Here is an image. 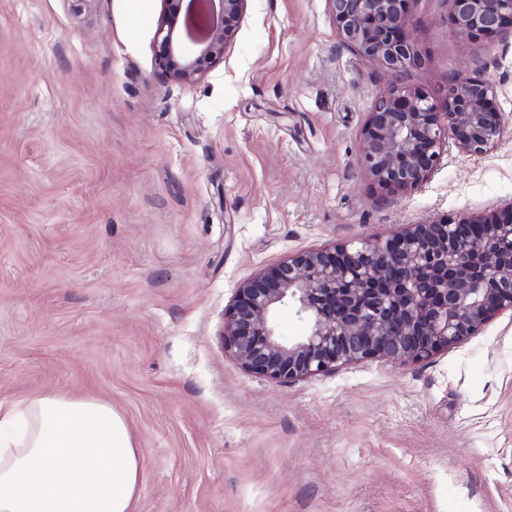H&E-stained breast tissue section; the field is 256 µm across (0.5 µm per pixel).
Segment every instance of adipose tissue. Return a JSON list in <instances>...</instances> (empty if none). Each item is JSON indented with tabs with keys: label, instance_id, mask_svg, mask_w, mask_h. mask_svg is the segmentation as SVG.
Segmentation results:
<instances>
[{
	"label": "adipose tissue",
	"instance_id": "ef3b65f1",
	"mask_svg": "<svg viewBox=\"0 0 512 512\" xmlns=\"http://www.w3.org/2000/svg\"><path fill=\"white\" fill-rule=\"evenodd\" d=\"M139 452L110 403L0 400V512H134Z\"/></svg>",
	"mask_w": 512,
	"mask_h": 512
}]
</instances>
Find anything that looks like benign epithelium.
Masks as SVG:
<instances>
[{
  "instance_id": "1",
  "label": "benign epithelium",
  "mask_w": 512,
  "mask_h": 512,
  "mask_svg": "<svg viewBox=\"0 0 512 512\" xmlns=\"http://www.w3.org/2000/svg\"><path fill=\"white\" fill-rule=\"evenodd\" d=\"M250 0H207L204 35L194 38L197 0L184 16L161 13L158 66L192 83L224 57ZM341 42L398 76L421 62L405 33L409 0H329ZM450 21L478 39L512 37V0H450ZM493 86L478 76L448 83L445 111L395 84L363 128L360 160L383 197L431 178L445 142L481 156L504 133ZM292 304L307 323L277 334L276 311ZM512 312V200L488 214L408 224L387 238L345 241L291 254L239 284L224 322L225 349L246 373L288 384L365 360L422 362L478 335Z\"/></svg>"
}]
</instances>
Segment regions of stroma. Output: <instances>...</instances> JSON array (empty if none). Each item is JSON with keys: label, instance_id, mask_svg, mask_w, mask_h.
I'll list each match as a JSON object with an SVG mask.
<instances>
[{"label": "stroma", "instance_id": "1", "mask_svg": "<svg viewBox=\"0 0 512 512\" xmlns=\"http://www.w3.org/2000/svg\"><path fill=\"white\" fill-rule=\"evenodd\" d=\"M162 0H0V400L111 403L140 451L135 512H512V317L432 359L289 384L224 349L238 285L286 256L512 199V40L409 0L393 76L328 0H251L196 82L156 61ZM495 88L488 154L448 146L382 199L362 128L392 83Z\"/></svg>", "mask_w": 512, "mask_h": 512}]
</instances>
